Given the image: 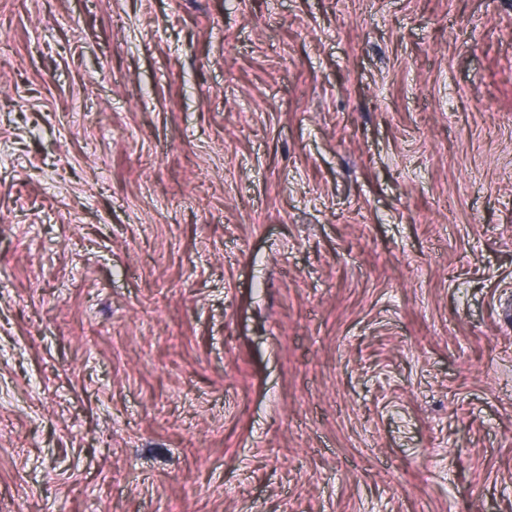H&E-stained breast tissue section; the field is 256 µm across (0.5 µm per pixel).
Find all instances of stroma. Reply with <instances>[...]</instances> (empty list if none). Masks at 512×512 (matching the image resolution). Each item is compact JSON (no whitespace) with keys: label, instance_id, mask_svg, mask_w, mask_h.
I'll list each match as a JSON object with an SVG mask.
<instances>
[{"label":"stroma","instance_id":"obj_1","mask_svg":"<svg viewBox=\"0 0 512 512\" xmlns=\"http://www.w3.org/2000/svg\"><path fill=\"white\" fill-rule=\"evenodd\" d=\"M0 512H512V0H0Z\"/></svg>","mask_w":512,"mask_h":512}]
</instances>
